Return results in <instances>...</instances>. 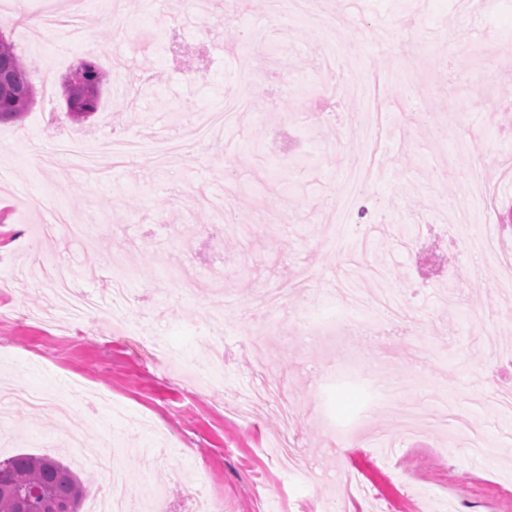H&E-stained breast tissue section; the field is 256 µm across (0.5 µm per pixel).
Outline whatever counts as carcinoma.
Wrapping results in <instances>:
<instances>
[{
	"label": "carcinoma",
	"mask_w": 512,
	"mask_h": 512,
	"mask_svg": "<svg viewBox=\"0 0 512 512\" xmlns=\"http://www.w3.org/2000/svg\"><path fill=\"white\" fill-rule=\"evenodd\" d=\"M77 69L79 77L65 79L64 97L68 116L79 121L98 112L109 74L95 61H81ZM35 95L32 73L12 37L0 26V122L22 117L34 104ZM0 475V512H21L20 494L29 488L41 492L29 512H42L47 505L78 512L85 484L57 459L18 453L0 460Z\"/></svg>",
	"instance_id": "obj_1"
}]
</instances>
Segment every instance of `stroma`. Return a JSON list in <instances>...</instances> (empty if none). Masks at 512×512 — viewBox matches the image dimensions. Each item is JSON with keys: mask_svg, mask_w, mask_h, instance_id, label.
Segmentation results:
<instances>
[{"mask_svg": "<svg viewBox=\"0 0 512 512\" xmlns=\"http://www.w3.org/2000/svg\"><path fill=\"white\" fill-rule=\"evenodd\" d=\"M44 0H0V18L26 20L13 39L36 78L35 105L0 123V391L22 386L46 403H16L0 457L62 458L99 487L119 464L130 492L151 485L166 512H193L188 478L218 487L224 512H512V415L491 392L512 383V295L467 235L500 225L512 198V6L458 0H320L325 21L351 15L328 58L317 27L281 23L267 7L235 0H99L76 24L29 27ZM248 50L230 48L225 13ZM100 50L89 54L87 44ZM112 72L101 109L76 122L62 83L85 58ZM369 82L373 139L363 103L348 88ZM172 126L194 156L159 152ZM129 139L122 153L86 162L54 151ZM369 166L363 199L337 252L323 227L356 160ZM489 191L468 228L454 224L472 168ZM92 224V241L69 239L59 216ZM121 259L125 318L141 321L173 352L208 361L200 338L221 324L224 374L275 382L292 419L259 399L238 419L220 389L196 397L186 372L157 369L145 346L105 340L90 317L57 306L38 285L39 262L73 268ZM199 282L181 291L183 274ZM405 303L402 326L300 332L304 309L350 307L346 287ZM408 378L428 412L451 407L483 432L486 455L442 425L408 437L373 397ZM84 397L59 430L52 400L75 382ZM357 430L340 456L336 435ZM288 437L311 484L282 474L276 441Z\"/></svg>", "mask_w": 512, "mask_h": 512, "instance_id": "stroma-1", "label": "stroma"}]
</instances>
